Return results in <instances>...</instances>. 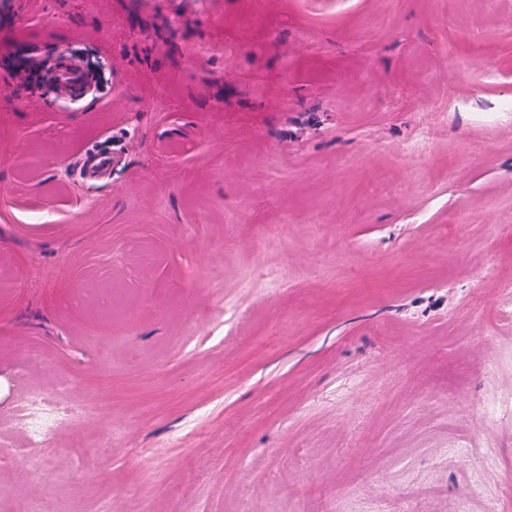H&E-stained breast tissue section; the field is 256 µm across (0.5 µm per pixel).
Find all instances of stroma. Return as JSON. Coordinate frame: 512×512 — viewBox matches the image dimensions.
<instances>
[{
    "instance_id": "stroma-1",
    "label": "stroma",
    "mask_w": 512,
    "mask_h": 512,
    "mask_svg": "<svg viewBox=\"0 0 512 512\" xmlns=\"http://www.w3.org/2000/svg\"><path fill=\"white\" fill-rule=\"evenodd\" d=\"M23 50L0 512H512V0H0ZM69 408L57 401L55 407L49 412H43L31 418L26 424V433L33 448L31 451H41V448L50 443L58 424L68 415Z\"/></svg>"
}]
</instances>
